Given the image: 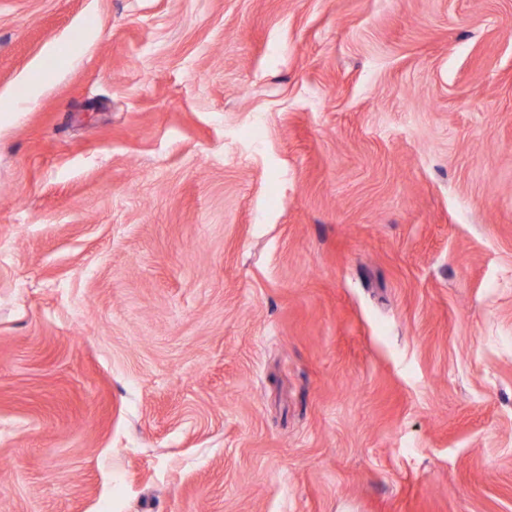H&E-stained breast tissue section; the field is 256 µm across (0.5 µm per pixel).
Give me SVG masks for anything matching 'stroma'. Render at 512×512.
Here are the masks:
<instances>
[{"instance_id": "1", "label": "stroma", "mask_w": 512, "mask_h": 512, "mask_svg": "<svg viewBox=\"0 0 512 512\" xmlns=\"http://www.w3.org/2000/svg\"><path fill=\"white\" fill-rule=\"evenodd\" d=\"M0 512H512V0H0Z\"/></svg>"}]
</instances>
